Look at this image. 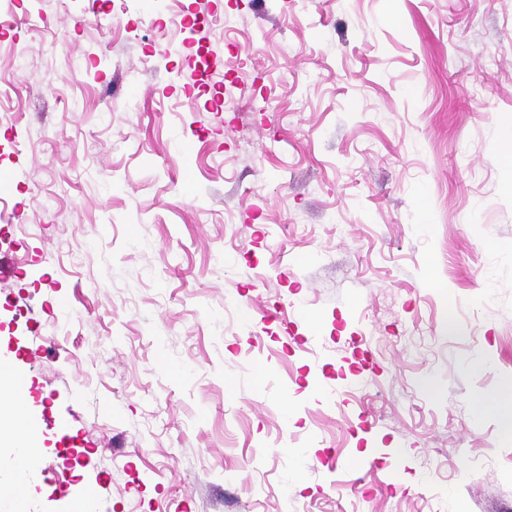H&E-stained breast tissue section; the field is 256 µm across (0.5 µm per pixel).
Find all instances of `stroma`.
Here are the masks:
<instances>
[{
  "label": "stroma",
  "instance_id": "obj_1",
  "mask_svg": "<svg viewBox=\"0 0 512 512\" xmlns=\"http://www.w3.org/2000/svg\"><path fill=\"white\" fill-rule=\"evenodd\" d=\"M157 2L0 34L34 512H512V0ZM475 406L478 410L494 411L501 419V431L505 438H512V394L511 387L500 390L490 396L479 395L475 398Z\"/></svg>",
  "mask_w": 512,
  "mask_h": 512
}]
</instances>
